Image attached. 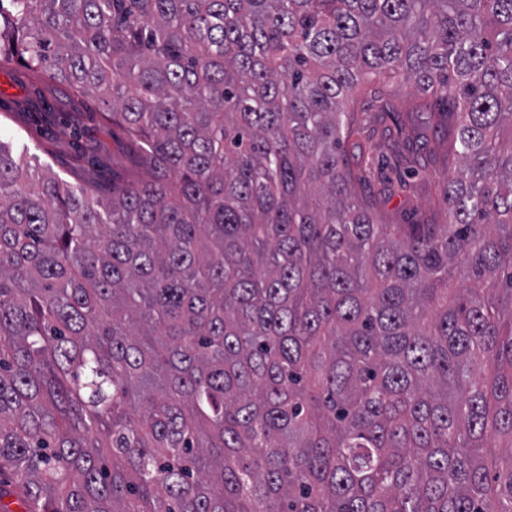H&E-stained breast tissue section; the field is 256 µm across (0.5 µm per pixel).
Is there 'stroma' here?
Wrapping results in <instances>:
<instances>
[{"label": "stroma", "mask_w": 512, "mask_h": 512, "mask_svg": "<svg viewBox=\"0 0 512 512\" xmlns=\"http://www.w3.org/2000/svg\"><path fill=\"white\" fill-rule=\"evenodd\" d=\"M106 110L103 100L73 95L18 62L0 67V139L27 148L71 185L108 189L132 173L126 135L105 120ZM363 119L359 139L370 149L365 193L384 198L391 223L425 220L448 177L446 163L426 155L415 171L383 170L392 139L375 122L373 111Z\"/></svg>", "instance_id": "obj_1"}]
</instances>
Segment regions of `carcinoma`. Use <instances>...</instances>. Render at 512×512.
<instances>
[{
  "label": "carcinoma",
  "instance_id": "1",
  "mask_svg": "<svg viewBox=\"0 0 512 512\" xmlns=\"http://www.w3.org/2000/svg\"><path fill=\"white\" fill-rule=\"evenodd\" d=\"M14 58L136 173L0 140V512H512V0H0ZM356 91L445 223L358 193Z\"/></svg>",
  "mask_w": 512,
  "mask_h": 512
}]
</instances>
